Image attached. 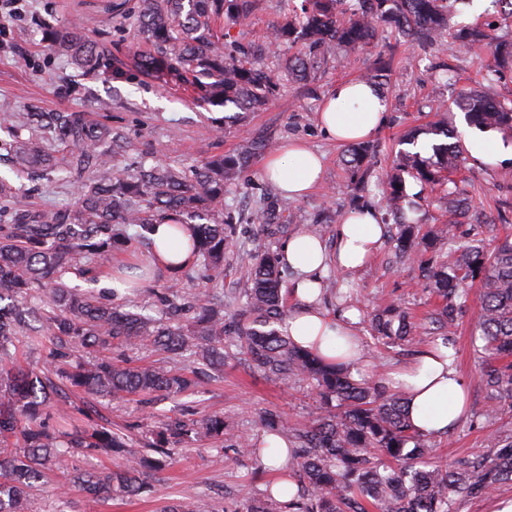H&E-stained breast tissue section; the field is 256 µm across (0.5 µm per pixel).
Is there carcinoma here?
<instances>
[{"mask_svg": "<svg viewBox=\"0 0 512 512\" xmlns=\"http://www.w3.org/2000/svg\"><path fill=\"white\" fill-rule=\"evenodd\" d=\"M306 3L302 20L285 14L270 26L267 47L273 53L302 44L279 71L267 68L260 56L249 61L228 53L216 30L222 19L246 21L250 0H140L136 22L153 50L135 54L132 68L164 84L190 86L205 103L233 104L248 112L265 106L283 77H310L320 61L315 52L337 45L348 65L377 47L389 25L426 42L446 33L441 47L452 54L484 44L491 49L494 71L500 76L512 72V41L498 40L494 29L448 31V0ZM47 40L51 49L89 72L109 68L99 43L75 25L50 30ZM389 72L391 63L379 56L367 82L376 84ZM456 106L470 126L512 138V105L463 88ZM20 120L30 137L0 145L14 167L67 170L76 185L70 208L35 209L0 178V512H29L30 490L48 471L62 486L78 485L103 500L139 493L144 470L172 463V446L184 437L224 440V418L213 416L162 422L144 447L133 448L87 412L81 426L62 430L45 404L59 382L96 398L138 394L152 402L178 395L192 386L191 376L164 364H120L109 352L140 346L217 367L228 354L226 338L234 340L254 372L267 379L306 381L315 390L320 413L293 438L273 428L271 418L259 417L289 445L288 480L297 484L298 495L288 512H451L459 498L512 483L511 441L503 445L494 435L499 453L488 464L450 469L406 419L401 392L390 391L380 376L354 378L350 366L297 346L276 328L286 317L278 255L244 253L252 284L235 320L224 322V194L263 146L249 144L235 156H217L193 170L155 165L132 173L112 164V143L122 136L108 126L91 127L78 112H26ZM47 132L67 144L70 154L50 155L43 144ZM421 135L429 137L430 152H401L381 193L387 209L402 216L399 245L407 254L439 248L447 256L426 268V286L441 299L426 332L450 345L467 287L482 288L473 348L493 414L501 402L512 401V240L459 244L458 217L468 214L479 223L481 213L469 212L467 203L448 190L443 194L448 222L418 237L416 223L405 219L406 178L433 191L448 185L449 174L462 161L447 119L419 128L405 144H416ZM347 152L349 165L357 168L369 166L374 155L373 147L361 142L350 144ZM131 224L147 229L169 224L188 231L194 265L207 272L211 288L190 298L179 282L166 285L164 318L134 311L128 299L139 292L141 281L160 271L149 263L117 301L101 302L72 288L70 273L87 266L112 269V250ZM371 327L386 347L427 341L426 332L398 305H378ZM20 334L33 346L45 336L55 340L52 369L17 361L12 347ZM114 450L125 456L119 472L68 466L75 458L89 460ZM276 506L269 490L264 501L245 505L243 512H275ZM163 512L214 508L203 498H184Z\"/></svg>", "mask_w": 512, "mask_h": 512, "instance_id": "carcinoma-1", "label": "carcinoma"}]
</instances>
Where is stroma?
Instances as JSON below:
<instances>
[{"label": "stroma", "mask_w": 512, "mask_h": 512, "mask_svg": "<svg viewBox=\"0 0 512 512\" xmlns=\"http://www.w3.org/2000/svg\"><path fill=\"white\" fill-rule=\"evenodd\" d=\"M303 0H254L253 12L243 24L226 25L224 43L244 57L262 44L272 22L284 13L300 11ZM125 0H18L13 17L0 24V141L27 137L26 129L13 125L19 112H78L91 124L106 123L122 133L123 150L112 156L121 168L143 162H164L192 169L215 155H232L248 141L283 146L300 142L322 155L321 183L304 199L282 197L265 180L261 169L265 154H257L243 170L238 185L224 204V317L233 319V301L251 283V270L243 252L281 250L302 231L314 230L328 248H336L337 226L353 205L371 206L382 212L387 237L362 268L344 270L329 266L325 278L334 290L321 294L318 303L330 316L357 310L356 327L361 342H370L366 318L377 304L402 306L417 325H427L440 306L439 299L424 287L419 262L399 258L394 250L398 229L384 214L377 176L393 163L400 138L410 129L434 120L438 106L450 109L455 129H462L464 114L455 106L461 88L479 85L489 94L512 100V78L485 81L493 65L488 50L450 55L418 43L400 44L389 37L379 49L391 58L393 75L382 90L390 106L386 122L370 139L376 148L371 169H352L346 162V146L319 125L317 114L337 82L364 78L365 64L352 68L328 61L315 78L283 81L261 111L238 113L234 106H212L196 100L192 91L178 86L161 87L135 74L116 79L111 74H89L76 68L43 40V26L80 21L110 55L113 64L126 62L129 54L149 50ZM0 176L10 180L33 207L63 209L71 206L74 184L60 174H16L0 161ZM461 176L481 188L479 198L494 223L497 236H512V159L485 164L464 157ZM271 210L274 224L250 221L257 208ZM480 309L479 291L471 289L453 335L455 358L467 387L466 412L461 423L433 446L447 461H482L493 457L492 433L512 436V404L503 403L497 417L487 415V397L480 387L479 359L472 348V331ZM93 406L100 423L121 430L137 446L149 439L163 420L223 416L239 434L259 443L266 429L258 420L267 412L279 418L281 427L296 431L316 413L314 392L304 381H270L254 373L244 355L226 359L222 375L203 377L189 396L155 403L132 395L105 400L85 394L53 399V414L78 415ZM232 440L216 444L196 440L180 444L176 463L149 475L147 491L126 500L102 501L72 490L61 496L54 483L32 490L31 512H161L164 505L190 496L205 498L216 512H237L242 504L263 497L268 485L282 477L264 459L237 454Z\"/></svg>", "instance_id": "1"}]
</instances>
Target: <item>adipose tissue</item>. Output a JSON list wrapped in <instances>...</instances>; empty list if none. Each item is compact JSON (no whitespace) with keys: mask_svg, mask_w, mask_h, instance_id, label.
Returning a JSON list of instances; mask_svg holds the SVG:
<instances>
[{"mask_svg":"<svg viewBox=\"0 0 512 512\" xmlns=\"http://www.w3.org/2000/svg\"><path fill=\"white\" fill-rule=\"evenodd\" d=\"M388 110V99L379 88L363 81H341L328 92L318 121L337 141L348 143L374 135L383 125ZM465 144L472 158L485 163L512 158V139L499 131L470 132ZM322 174L320 156L297 142L285 145L269 157L263 168L264 177L283 196L294 200L319 184ZM385 236L386 227L377 212L363 208L339 224L336 253H329L325 244L313 236L298 235L288 241L281 259L296 273L291 294L297 305L285 323L292 340L328 357L342 355L351 344L357 343L355 312L333 318L317 305L320 273L332 262L347 270L360 268ZM151 237L156 245L152 261L157 266L170 270L191 261L185 239L170 225H155ZM390 385L404 394L405 414L424 438L443 436L463 416L465 385L453 350H446L441 359L425 354L419 362L396 369L390 375Z\"/></svg>","mask_w":512,"mask_h":512,"instance_id":"1","label":"adipose tissue"}]
</instances>
